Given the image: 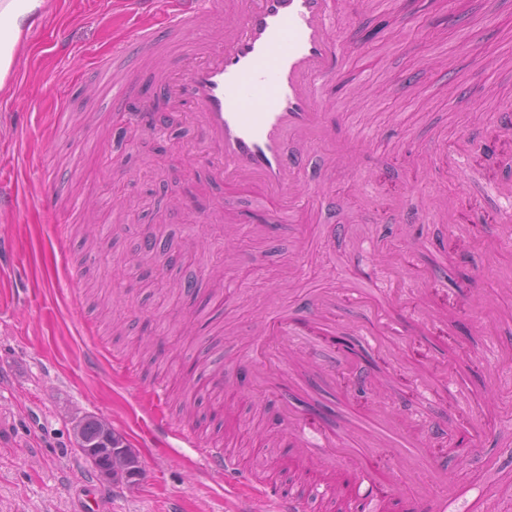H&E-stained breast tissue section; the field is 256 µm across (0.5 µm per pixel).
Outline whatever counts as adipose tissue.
<instances>
[{
	"instance_id": "ef3b65f1",
	"label": "adipose tissue",
	"mask_w": 512,
	"mask_h": 512,
	"mask_svg": "<svg viewBox=\"0 0 512 512\" xmlns=\"http://www.w3.org/2000/svg\"><path fill=\"white\" fill-rule=\"evenodd\" d=\"M53 0H0V96L13 92L11 74L17 53L35 17L50 12Z\"/></svg>"
}]
</instances>
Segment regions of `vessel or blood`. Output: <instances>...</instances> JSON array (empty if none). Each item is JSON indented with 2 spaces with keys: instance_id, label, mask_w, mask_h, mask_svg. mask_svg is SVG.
<instances>
[{
  "instance_id": "vessel-or-blood-1",
  "label": "vessel or blood",
  "mask_w": 512,
  "mask_h": 512,
  "mask_svg": "<svg viewBox=\"0 0 512 512\" xmlns=\"http://www.w3.org/2000/svg\"><path fill=\"white\" fill-rule=\"evenodd\" d=\"M138 54H152L167 33H202L214 14V0H140ZM336 0H227L224 35L218 42L199 40L194 58L172 79L159 84L156 96L172 105L189 106L198 124L201 157L213 183L227 190L258 188L273 221L297 218L303 188L312 186L306 155L289 148L290 137L319 146L332 143L336 159L354 166L364 142L359 133L336 136L322 108L330 82L339 72L344 55V36L335 25ZM125 55L116 48L112 57L93 63L91 76L102 101L120 105L128 86L113 76L117 59ZM120 125L150 127L161 132L162 112L144 103L139 111L122 113ZM468 149L461 141H439L418 157L420 165L434 170H461ZM499 201L501 241H512V186L495 185ZM369 260L381 273L366 291L379 310L392 304L394 292L412 295L408 281L394 274L392 254L375 251ZM353 282L315 293L310 315L280 313L266 322L267 345L275 353L287 352L301 322L311 325L316 336L333 335L336 300L353 293ZM283 376L262 366L254 368L258 391H277ZM287 439L292 455L282 466L302 470L312 490L328 500L346 501L353 512H387L416 471L412 468L383 471L375 457L383 443L373 436L362 447H348L334 426L318 422L313 413L297 414L283 408ZM153 431L198 449L202 467L221 475L233 469L232 456L222 448L201 447L195 435L165 423L150 413ZM268 512H299L300 502L273 485L257 487Z\"/></svg>"
}]
</instances>
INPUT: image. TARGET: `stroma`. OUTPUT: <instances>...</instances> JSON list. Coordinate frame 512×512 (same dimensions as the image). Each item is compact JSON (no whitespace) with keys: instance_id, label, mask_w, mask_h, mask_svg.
I'll list each match as a JSON object with an SVG mask.
<instances>
[{"instance_id":"stroma-1","label":"stroma","mask_w":512,"mask_h":512,"mask_svg":"<svg viewBox=\"0 0 512 512\" xmlns=\"http://www.w3.org/2000/svg\"><path fill=\"white\" fill-rule=\"evenodd\" d=\"M137 7L130 0H54L35 19L13 71L14 95L0 98V233L29 269L34 291L0 306V512H77L88 485L111 491V512H264L245 497L255 482H283L265 445L282 440L283 399L322 410L338 430L361 431L368 410L385 402L416 427L430 464L464 492L459 512H512V243L488 249L497 232L494 185L512 184V131L489 122L512 102V0H336V25L347 42L345 62L326 94L338 129L370 132L369 163L334 164L332 152L309 151L322 193H308L297 223L248 229L234 220L263 207L254 192L224 196L226 222L204 227L199 209L212 188L202 161L190 156L197 130L173 112L165 135L119 136L112 110L87 83L91 63L131 38ZM448 14L453 25L429 35L427 21ZM376 30L375 39L360 35ZM167 58H143L131 83L152 96L153 76L181 64V39H164ZM70 87V128L57 125L56 99ZM463 136L464 173L413 168L412 159L439 137ZM60 182L58 199L73 209L94 205L110 227L101 247L82 244V219L56 237L57 217L40 189ZM412 213L402 222L392 204ZM455 205L456 225L433 213ZM17 209H8L10 201ZM161 249L145 252V228ZM400 250L405 275L433 314L391 309L400 324L391 348L366 350L348 333L376 314L344 296L336 304L343 351L318 336L306 396L254 402L240 368L261 340L273 309L309 308L314 290L371 275L369 248ZM474 279L458 288L460 273ZM130 362L123 374L118 365ZM241 390L233 427H195L206 443L248 448L236 488L204 472L194 449L167 445L143 415L156 387L161 414L179 422L174 399L209 389L215 369ZM454 379L468 396L460 405L422 394ZM111 424L138 454L132 483L103 479L78 449L74 425Z\"/></svg>"}]
</instances>
